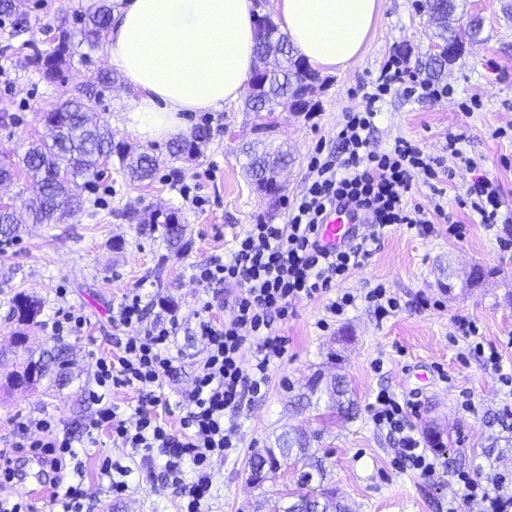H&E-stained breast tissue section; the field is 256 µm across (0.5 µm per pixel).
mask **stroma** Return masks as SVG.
<instances>
[{
  "instance_id": "1",
  "label": "stroma",
  "mask_w": 512,
  "mask_h": 512,
  "mask_svg": "<svg viewBox=\"0 0 512 512\" xmlns=\"http://www.w3.org/2000/svg\"><path fill=\"white\" fill-rule=\"evenodd\" d=\"M91 0H26L27 30L23 39L12 36L10 20L0 21V113L9 119L0 124V150L24 152L32 136L42 128V112L62 99L73 85L93 81L108 69L103 50L89 60L73 58L66 80L50 83L32 64L34 53H48L46 28L69 27ZM512 0H459L458 24L468 28L481 23L474 42H464L460 56L448 67L445 84L454 93L435 105L407 96L393 88L380 107L371 147L381 151L395 138L418 142L429 154L447 152L448 135L465 129L463 151L475 159L476 168L456 167L452 180L444 182L447 204L477 177L496 181L504 200L503 212L512 215V18L503 8ZM428 18L416 10L415 0H380V11L362 56L350 67L323 74L317 92V108L311 115L283 114L280 126L268 135L254 130L259 119L235 102L215 112H193L190 127L208 126L211 138L200 154L189 161L171 159L166 142L142 141L126 130L135 97L128 82L104 91L95 111L110 125L117 139L153 153L159 165L153 182L134 183L109 163L108 172L84 193L85 207L62 224L30 225L18 237L0 243V448L11 445L19 421L46 416L59 421L73 437L93 409L89 393L94 387L91 352H112L111 312L129 292H138L147 319L161 307L173 309L180 326L174 348L182 363L158 392L157 408L171 429H178L177 407L192 386L194 363L202 357L195 324L201 290L192 279L194 263L222 259L233 249L235 239L256 219L272 224L288 220V204L305 182L310 156L316 147L334 140L337 126L349 108L358 105L360 89L374 81L390 55L414 67L425 55L429 42ZM503 137H495V130ZM259 142L287 149L292 163L279 178L277 203L257 195L247 179L240 149ZM196 187L208 205L195 209L184 196V187ZM410 206L430 213L433 230L425 236L395 226L374 245L368 262L351 271L338 284V291L361 293L383 285L401 303L387 319H377L366 304L346 315L318 323L326 316L321 300H300L294 314L278 328L288 341V357L270 370L265 395L255 398L230 417L238 448L212 467L213 490L203 512H266V502L296 490L293 472H279L261 487L249 483L247 462L265 448L272 434L289 427L321 434L320 448L328 454L331 487L352 512H448L460 502L465 490L457 474L467 471L483 484H493L498 475L512 472V447L489 445L486 422L512 396L500 388L492 370L469 354L459 337L455 320L475 321L485 343L498 347L504 368L512 369V223L487 226L471 223L466 213L458 219L466 226L463 239L448 234V225L434 215L435 198L426 179H419L409 199ZM175 211L187 226L183 251L167 250L161 240L144 227L129 223L118 214L125 207L141 211L156 207ZM122 241L114 249L113 241ZM482 270L473 280L474 270ZM40 298L42 312L26 330L32 348H49L57 339L46 327L58 303H65L89 321L84 335L67 337L77 357L73 379L49 391L45 386L12 387L10 374L17 359L11 353V338L19 326L8 317L7 302L15 294ZM428 296L430 308L418 305ZM339 374L349 381L358 405L350 421L331 416L326 407L302 408L294 398L316 374ZM392 391L408 408L416 431L434 424L444 430L443 448L435 450L433 476L424 477L401 463L392 436L374 427L367 406L379 389ZM471 409H463V399ZM127 466L128 492L114 499L108 495L109 479L101 471L104 459ZM25 480L5 482L0 494L25 496L29 475L52 485L57 478L82 482L86 495L82 512H180V499L164 475L163 460L143 465L132 449L98 436L95 444L78 448L75 466L64 475L42 473L36 454L24 448L14 455Z\"/></svg>"
}]
</instances>
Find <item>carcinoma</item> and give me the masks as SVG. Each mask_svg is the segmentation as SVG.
<instances>
[{
    "label": "carcinoma",
    "mask_w": 512,
    "mask_h": 512,
    "mask_svg": "<svg viewBox=\"0 0 512 512\" xmlns=\"http://www.w3.org/2000/svg\"><path fill=\"white\" fill-rule=\"evenodd\" d=\"M419 11L434 25L433 39L450 47L463 43V36L474 40L481 32V24L474 22L467 33L456 27L458 0H420ZM112 0H94L92 5L76 18L75 30L62 28L55 37L53 50L33 58L42 78L50 83L65 81L64 66L79 49H94L106 38L112 23ZM255 56H288L291 63L279 66L261 76L252 84L244 100L247 112L274 113L289 105L302 112L314 109V96L321 78L318 73L303 66L288 37L279 31L271 16L258 18L255 36ZM456 56L446 58L429 56L418 60L419 71L429 80L445 74L448 64ZM100 91L93 88L75 90L66 101L43 113V130L30 143L24 155L9 150L0 151V182H13L26 174L38 185L36 195L22 201L18 210L0 211V237L11 239L18 235L23 221L31 224H62L81 210L83 191L91 188L102 175V165L114 158L118 170L132 181L152 179L158 159L147 151H137L126 143L115 140L109 125L100 122L94 113V104ZM210 139V129L197 127L190 135L168 145L169 156L192 158ZM247 162L245 172L257 194L276 200L280 185L276 181L278 168L291 162V155L280 148L267 150L248 144L242 147ZM129 222L144 224L159 237L168 249L180 251L185 246L186 225L171 210L155 209L146 214L136 210L122 212ZM41 311L39 300L25 293L12 297L8 315L15 321L30 325ZM15 346L24 349L28 357L21 370L12 374L16 387L28 388L43 381L51 387H62L71 380L74 348L55 345L39 353L28 347L29 337L23 332L14 336ZM328 398V408L344 420L356 418L357 406L344 377L336 375L328 381L318 376L309 381L299 402L303 407H317L322 396ZM491 423L499 431L490 436L491 447H512V422L507 415L492 417ZM321 435L294 428L274 437V441L253 455L248 462L249 479L262 482L267 475L290 467L299 469L298 484L306 489L303 494L290 492L279 499V512H350V508L336 497L335 490L324 486L329 475L327 455L320 453Z\"/></svg>",
    "instance_id": "cac0c4a2"
}]
</instances>
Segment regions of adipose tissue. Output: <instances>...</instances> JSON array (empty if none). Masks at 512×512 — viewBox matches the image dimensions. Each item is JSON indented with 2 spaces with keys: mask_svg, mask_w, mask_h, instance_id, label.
<instances>
[{
  "mask_svg": "<svg viewBox=\"0 0 512 512\" xmlns=\"http://www.w3.org/2000/svg\"><path fill=\"white\" fill-rule=\"evenodd\" d=\"M298 56L331 72L359 57L378 0H277ZM253 0H124L104 44L137 93L129 129L161 141L184 131L188 112L240 98L256 63Z\"/></svg>",
  "mask_w": 512,
  "mask_h": 512,
  "instance_id": "ef3b65f1",
  "label": "adipose tissue"
}]
</instances>
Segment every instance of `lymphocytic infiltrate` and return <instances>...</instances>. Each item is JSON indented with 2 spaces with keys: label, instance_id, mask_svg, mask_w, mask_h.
Returning <instances> with one entry per match:
<instances>
[{
  "label": "lymphocytic infiltrate",
  "instance_id": "obj_1",
  "mask_svg": "<svg viewBox=\"0 0 512 512\" xmlns=\"http://www.w3.org/2000/svg\"><path fill=\"white\" fill-rule=\"evenodd\" d=\"M407 86L433 104L447 99L449 88L422 78L407 81L398 60L383 68L370 88L364 89L361 107L345 114L336 132V150L312 156L305 188L288 206V221L270 224L257 220L235 240L227 260L197 262L192 278L205 292L204 313L197 321V334L203 342V357L197 364L193 387L180 417L179 430L160 422L151 402L138 401L130 417H123L112 402L116 388L140 389L162 385L175 370L172 346L179 319L162 310L146 320L139 293H129L112 310L113 353L98 358L92 392L94 410L84 423L87 440L109 433L113 442L141 451L143 462L155 457L165 460L170 485L186 502V512H201L204 500L212 494L211 463L237 447V431L227 424L229 411L239 408L245 397L260 394L269 382L271 366L284 361L286 340L274 323L294 312L298 299L316 300L329 292L333 283L345 279L372 255L377 242L394 225L403 224L419 233L428 230V219L410 208L408 198L419 177L435 180L453 176V163L474 167V160L462 148L465 133L448 137V156L425 154L419 145L395 139L387 150L370 147L376 128L379 104L393 86ZM345 204L368 217L370 231L365 241L333 251L319 244V226L333 207ZM503 205L499 184L478 177L456 200L457 210L468 211L483 224L501 221ZM234 284L238 293L230 319L215 322L209 313L213 286ZM376 428L396 436L405 461L421 475L436 471L411 426L395 394L379 390L368 406ZM74 438L59 432L49 419H25L18 426L14 448H37L44 465L64 470L75 457ZM14 448L0 449V475L13 480ZM192 464L193 479H185L184 464Z\"/></svg>",
  "mask_w": 512,
  "mask_h": 512
}]
</instances>
